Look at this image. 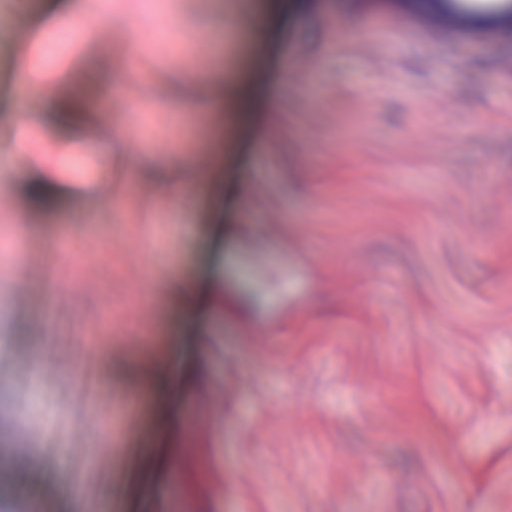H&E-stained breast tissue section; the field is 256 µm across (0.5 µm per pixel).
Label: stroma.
Here are the masks:
<instances>
[{
  "label": "stroma",
  "mask_w": 512,
  "mask_h": 512,
  "mask_svg": "<svg viewBox=\"0 0 512 512\" xmlns=\"http://www.w3.org/2000/svg\"><path fill=\"white\" fill-rule=\"evenodd\" d=\"M46 3L13 23L0 0V157L16 65L66 21ZM507 8L109 0L38 70L91 105L74 128L28 105L80 194L0 178L8 512H512ZM143 362L196 385L147 392Z\"/></svg>",
  "instance_id": "1"
}]
</instances>
